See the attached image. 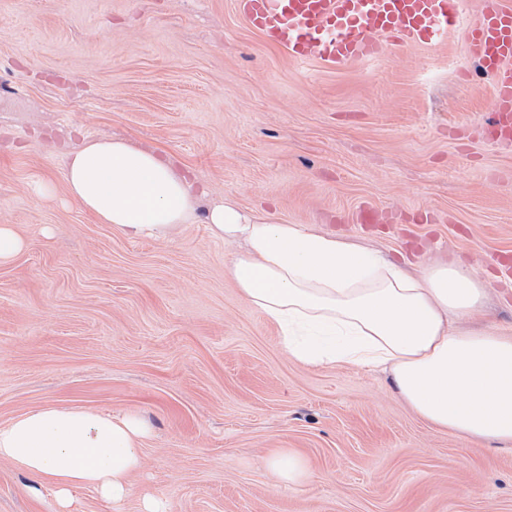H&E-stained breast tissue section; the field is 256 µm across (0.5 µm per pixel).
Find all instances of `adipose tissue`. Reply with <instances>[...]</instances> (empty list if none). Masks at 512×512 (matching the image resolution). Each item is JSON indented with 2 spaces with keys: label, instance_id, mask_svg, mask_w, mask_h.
Here are the masks:
<instances>
[{
  "label": "adipose tissue",
  "instance_id": "obj_1",
  "mask_svg": "<svg viewBox=\"0 0 512 512\" xmlns=\"http://www.w3.org/2000/svg\"><path fill=\"white\" fill-rule=\"evenodd\" d=\"M71 199L130 239L167 240L190 223L199 193L155 152L124 139L85 141L63 172ZM212 234L242 243L225 272L311 367H382L423 422L477 447L512 445V331L480 316L489 298L456 263L411 276L375 251L304 224H275L229 201ZM149 427L136 415L49 405L0 426V461L54 491L57 512L90 489L118 503L132 492Z\"/></svg>",
  "mask_w": 512,
  "mask_h": 512
}]
</instances>
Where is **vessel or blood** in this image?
Instances as JSON below:
<instances>
[{
  "mask_svg": "<svg viewBox=\"0 0 512 512\" xmlns=\"http://www.w3.org/2000/svg\"><path fill=\"white\" fill-rule=\"evenodd\" d=\"M248 25L297 61L333 68L411 44L436 47L460 16L461 0H237ZM470 55L495 101L487 126L512 143V8L484 5L468 29Z\"/></svg>",
  "mask_w": 512,
  "mask_h": 512,
  "instance_id": "b4317fda",
  "label": "vessel or blood"
}]
</instances>
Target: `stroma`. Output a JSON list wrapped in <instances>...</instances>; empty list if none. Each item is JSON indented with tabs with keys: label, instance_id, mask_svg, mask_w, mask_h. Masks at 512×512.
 I'll return each mask as SVG.
<instances>
[{
	"label": "stroma",
	"instance_id": "obj_1",
	"mask_svg": "<svg viewBox=\"0 0 512 512\" xmlns=\"http://www.w3.org/2000/svg\"><path fill=\"white\" fill-rule=\"evenodd\" d=\"M465 27L334 69L268 44L235 0H0V424L49 404L143 417L120 503L75 512H512V447L481 449L415 416L385 372L292 359L225 274L208 210L305 224L399 262L464 261L512 327V144ZM119 137L204 189L169 241L130 240L72 202L84 141ZM42 180L53 198L36 196ZM292 450L313 473L274 479ZM0 462V512H56ZM25 248L24 240L9 224L0 225V264L11 262Z\"/></svg>",
	"mask_w": 512,
	"mask_h": 512
}]
</instances>
